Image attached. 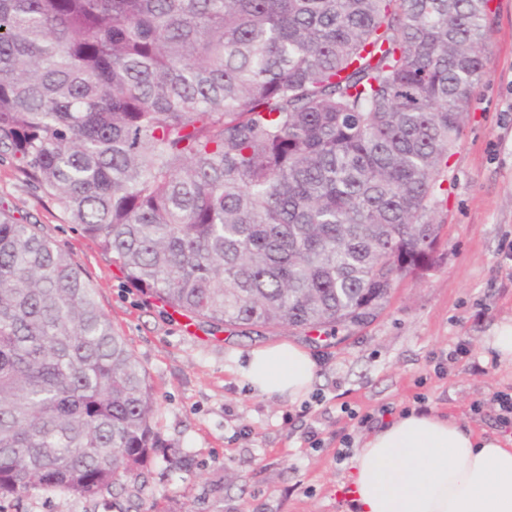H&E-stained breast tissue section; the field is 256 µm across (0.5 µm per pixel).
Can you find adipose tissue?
Masks as SVG:
<instances>
[{"instance_id": "ef3b65f1", "label": "adipose tissue", "mask_w": 512, "mask_h": 512, "mask_svg": "<svg viewBox=\"0 0 512 512\" xmlns=\"http://www.w3.org/2000/svg\"><path fill=\"white\" fill-rule=\"evenodd\" d=\"M316 368L307 350L281 342L253 348L240 373L253 392L295 404ZM349 489L355 512H512V438L405 412L356 450Z\"/></svg>"}]
</instances>
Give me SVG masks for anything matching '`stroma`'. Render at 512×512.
<instances>
[{
	"instance_id": "1",
	"label": "stroma",
	"mask_w": 512,
	"mask_h": 512,
	"mask_svg": "<svg viewBox=\"0 0 512 512\" xmlns=\"http://www.w3.org/2000/svg\"><path fill=\"white\" fill-rule=\"evenodd\" d=\"M485 74L463 137L448 160L436 264L397 281L373 320L336 341L313 331L239 332L180 317L135 288L95 242L82 236L56 202L0 157V210L39 224L70 252L100 308L145 368L155 397L157 446L124 480L117 496L80 499L64 492L0 499V512H347L350 461L334 454L343 435L360 447L385 421L379 410L428 406L489 433L497 392L512 393V367L487 345L512 320V0H493ZM297 343L317 360L308 398L291 405L255 394L239 374L252 348ZM471 349L485 373L471 372ZM447 373L436 376L437 362ZM373 414L357 427L342 406ZM316 433L323 445L309 447Z\"/></svg>"
}]
</instances>
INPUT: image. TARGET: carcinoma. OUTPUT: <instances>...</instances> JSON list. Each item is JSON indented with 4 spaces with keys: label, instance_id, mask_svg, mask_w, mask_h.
I'll return each mask as SVG.
<instances>
[{
    "label": "carcinoma",
    "instance_id": "cac0c4a2",
    "mask_svg": "<svg viewBox=\"0 0 512 512\" xmlns=\"http://www.w3.org/2000/svg\"><path fill=\"white\" fill-rule=\"evenodd\" d=\"M489 2L0 0V156L162 303L348 335L436 263ZM154 407L70 253L0 210V499L112 492Z\"/></svg>",
    "mask_w": 512,
    "mask_h": 512
}]
</instances>
